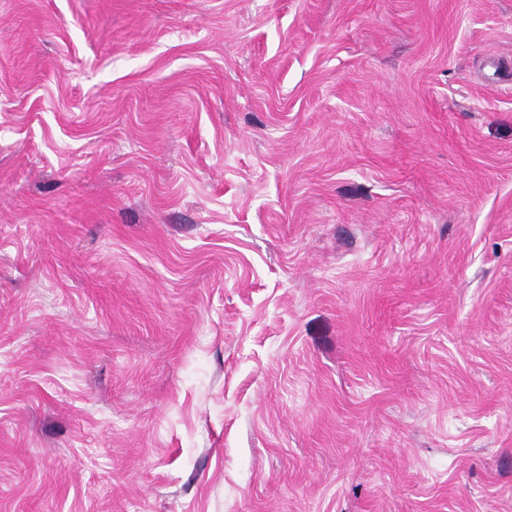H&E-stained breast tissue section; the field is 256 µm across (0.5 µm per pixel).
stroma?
I'll return each instance as SVG.
<instances>
[{"instance_id": "stroma-1", "label": "stroma", "mask_w": 512, "mask_h": 512, "mask_svg": "<svg viewBox=\"0 0 512 512\" xmlns=\"http://www.w3.org/2000/svg\"><path fill=\"white\" fill-rule=\"evenodd\" d=\"M0 512H512V0H0Z\"/></svg>"}]
</instances>
